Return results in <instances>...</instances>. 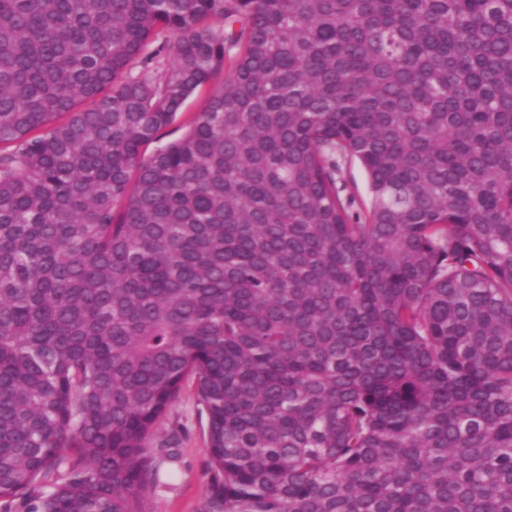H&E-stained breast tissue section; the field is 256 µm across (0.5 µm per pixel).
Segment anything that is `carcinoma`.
<instances>
[{"instance_id": "obj_1", "label": "carcinoma", "mask_w": 512, "mask_h": 512, "mask_svg": "<svg viewBox=\"0 0 512 512\" xmlns=\"http://www.w3.org/2000/svg\"><path fill=\"white\" fill-rule=\"evenodd\" d=\"M188 381L200 512H512V0H0V512ZM203 104L204 98L202 96L193 95L190 97L185 103L183 111L178 114L175 122L161 132V139L158 142L150 145L147 153L152 151L156 146H162L179 138L185 132V124L189 118L193 115L194 112L200 110ZM343 179L347 184V192L354 193L360 201L367 204L369 189L366 175L358 163L352 164L343 172Z\"/></svg>"}]
</instances>
